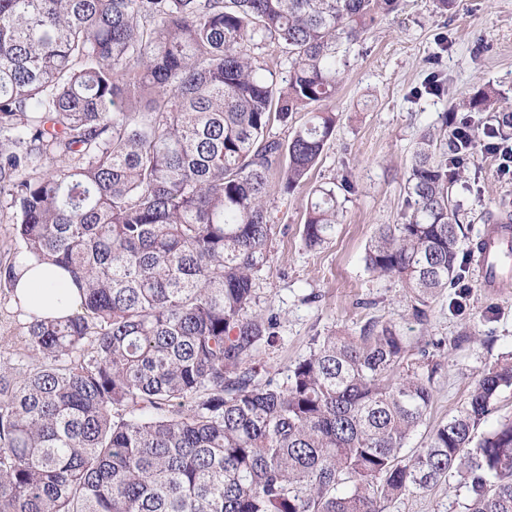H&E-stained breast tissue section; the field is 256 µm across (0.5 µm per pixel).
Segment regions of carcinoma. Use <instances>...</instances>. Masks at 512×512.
<instances>
[{"mask_svg": "<svg viewBox=\"0 0 512 512\" xmlns=\"http://www.w3.org/2000/svg\"><path fill=\"white\" fill-rule=\"evenodd\" d=\"M398 0H0V262L65 266L83 294L30 316L38 365L0 361V512H382L457 477L466 512H512V419L478 432L512 354L466 404L426 422L441 362L396 326L311 339L285 381L256 365L277 318L254 310L269 264L267 196L309 182L336 131L342 46ZM288 71L269 69L270 49ZM446 90L433 71L425 92ZM484 87L470 112L493 113ZM309 118L285 141L267 130ZM512 139V120L489 128ZM467 157L428 130L405 175L409 212L366 267L412 316L462 279L452 187ZM341 202L317 186L303 240L327 243Z\"/></svg>", "mask_w": 512, "mask_h": 512, "instance_id": "1", "label": "carcinoma"}]
</instances>
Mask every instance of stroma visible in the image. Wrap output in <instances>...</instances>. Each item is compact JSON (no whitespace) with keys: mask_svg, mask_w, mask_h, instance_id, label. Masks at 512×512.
<instances>
[{"mask_svg":"<svg viewBox=\"0 0 512 512\" xmlns=\"http://www.w3.org/2000/svg\"><path fill=\"white\" fill-rule=\"evenodd\" d=\"M446 79L443 95L425 93L431 68ZM490 86L501 109L512 112V0H457L448 16L434 0H399L380 16L346 56L344 78L330 107L338 115L336 135L325 147L308 186L284 192L272 186L268 211L275 233L271 263L257 273V311L276 314L279 338L263 361L286 372L309 351L312 337L334 331L358 334L368 319L395 324L418 344L437 343L442 369L434 381L427 420L409 445L423 447L434 426L465 405L475 381L512 353V287H481L474 263L463 273L467 297L461 310L448 287L428 310L426 323L411 316L401 282L367 270L365 248L380 225L405 220L404 174L421 131L468 121L480 128L484 112L462 100ZM349 188H341L342 179ZM464 183L454 186L474 241L486 212L512 213V179L500 177L495 158L479 154L464 166ZM339 184L343 212L333 237L308 248L302 239L311 187ZM25 320L11 293L0 290V357L26 349ZM467 490L452 478L429 491L385 503L384 512H465Z\"/></svg>","mask_w":512,"mask_h":512,"instance_id":"obj_1","label":"stroma"}]
</instances>
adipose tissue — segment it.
Listing matches in <instances>:
<instances>
[{"label": "adipose tissue", "instance_id": "ef3b65f1", "mask_svg": "<svg viewBox=\"0 0 512 512\" xmlns=\"http://www.w3.org/2000/svg\"><path fill=\"white\" fill-rule=\"evenodd\" d=\"M14 298L24 313L62 318L75 313L81 292L64 269L27 261L14 288Z\"/></svg>", "mask_w": 512, "mask_h": 512}]
</instances>
